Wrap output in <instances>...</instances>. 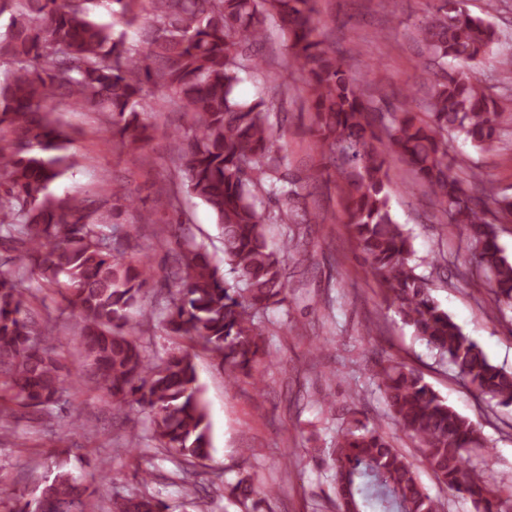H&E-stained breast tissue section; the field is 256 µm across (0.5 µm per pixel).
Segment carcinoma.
Here are the masks:
<instances>
[{"label": "carcinoma", "mask_w": 512, "mask_h": 512, "mask_svg": "<svg viewBox=\"0 0 512 512\" xmlns=\"http://www.w3.org/2000/svg\"><path fill=\"white\" fill-rule=\"evenodd\" d=\"M90 0H0L10 15L0 33V417L23 411L52 413L67 387L94 379L121 413L129 404L147 410L146 440L193 463L210 457L208 412L198 382L195 346L228 370L229 383L245 376L263 390L256 366L264 354L259 318L288 302V261L308 260L299 212L308 187L334 178L347 201L346 221L384 301L417 336L455 367L480 396L512 405V371L489 361L478 344L440 307L429 277L418 272L410 233L392 217L387 162L397 156L427 186L448 223L466 240L476 270L487 282L491 310L512 313V256L499 243L490 207L512 217V197L487 191L482 174L452 153L459 138L481 151L500 142L509 116L472 67L494 57L512 70V54H494L499 33L472 16L462 0H431L419 24L430 90L424 116L410 104L381 107L365 98L351 73L352 55L320 38L315 0H110L123 23L149 15L147 49L127 45L113 26L97 22ZM272 19L288 46L286 67L300 75L311 102V134L322 163L294 168L271 122L273 104L237 94L241 72L262 70V46ZM154 98L188 112L192 124L175 170L185 192L215 215L224 239L228 283L207 246L181 218L173 220L168 249L175 291L163 302L165 334L185 340L164 357L148 355L135 336V313L145 312L155 282L149 256L128 260L121 251L116 212L123 200L57 197L49 191L73 166L69 135L59 114L91 107L104 116L115 144L136 155L155 128L141 118ZM282 226L280 247L268 227ZM55 288L78 320L80 368L61 362L49 316L38 310L32 283ZM373 383L401 431L420 448L427 467L449 490L468 498L475 512H500L497 485L468 463L486 447L480 428L449 406L413 368L390 358L375 362ZM343 427L332 448L336 487L351 499L338 509L446 512L423 487L417 470L379 427L358 418ZM140 490L113 502V512H167L150 492L158 475L136 470ZM185 495L202 491L195 472L175 473ZM87 487L57 458L53 477L29 499L9 493V512H95ZM246 512H263L273 496L250 475L232 487Z\"/></svg>", "instance_id": "1"}]
</instances>
